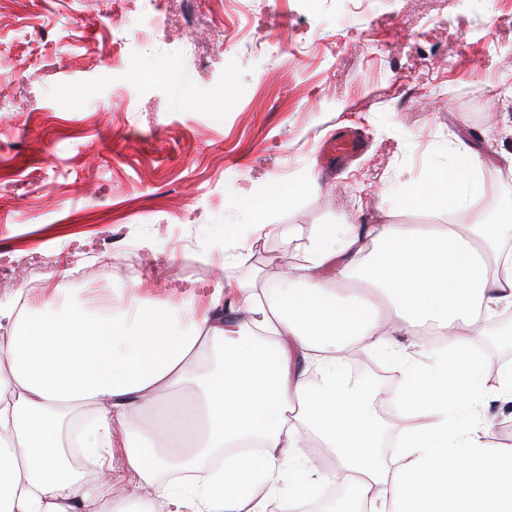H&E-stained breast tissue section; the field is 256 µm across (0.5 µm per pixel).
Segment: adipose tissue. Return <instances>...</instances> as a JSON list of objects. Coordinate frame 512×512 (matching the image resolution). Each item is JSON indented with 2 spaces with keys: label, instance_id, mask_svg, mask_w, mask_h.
<instances>
[{
  "label": "adipose tissue",
  "instance_id": "1",
  "mask_svg": "<svg viewBox=\"0 0 512 512\" xmlns=\"http://www.w3.org/2000/svg\"><path fill=\"white\" fill-rule=\"evenodd\" d=\"M484 192L470 155L405 205L440 211ZM225 286L241 328L217 296L131 313L56 288L0 301V512H302L336 483L350 499L327 512H512V443L484 412L512 403V362L488 379L473 342L512 309V208L467 224H321L300 272ZM426 322L445 343L426 364L397 353V407L417 423L386 460L377 392L345 356ZM175 391V442L133 444ZM83 409L92 481L67 457ZM312 436L336 462L322 477L285 464Z\"/></svg>",
  "mask_w": 512,
  "mask_h": 512
}]
</instances>
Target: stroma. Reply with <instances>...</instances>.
<instances>
[{"mask_svg":"<svg viewBox=\"0 0 512 512\" xmlns=\"http://www.w3.org/2000/svg\"><path fill=\"white\" fill-rule=\"evenodd\" d=\"M0 0V265L72 277L95 304L178 305L219 291L224 227L258 186L308 182L248 266L296 270L319 224H445L403 206L465 154L512 198V0ZM343 130L363 154L327 164ZM385 442L398 367L362 369Z\"/></svg>","mask_w":512,"mask_h":512,"instance_id":"obj_1","label":"stroma"}]
</instances>
